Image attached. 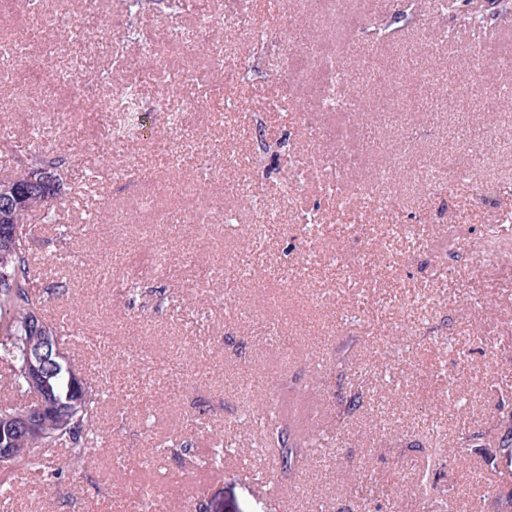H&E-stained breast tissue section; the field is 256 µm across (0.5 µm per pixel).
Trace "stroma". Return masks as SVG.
Segmentation results:
<instances>
[{"instance_id":"stroma-1","label":"stroma","mask_w":512,"mask_h":512,"mask_svg":"<svg viewBox=\"0 0 512 512\" xmlns=\"http://www.w3.org/2000/svg\"><path fill=\"white\" fill-rule=\"evenodd\" d=\"M285 2L280 16L256 17L252 41L238 23L255 17V0H207L203 13L153 0L132 19L121 0H97L95 55L74 76L84 107L46 130L42 110L61 101L44 86L73 49L69 20L85 10L83 0H50L15 79L0 86L15 102L0 127L70 161L53 221H29L49 272L37 287L48 317L66 323L72 364L108 391L101 447L57 478L16 472L0 485V512H198L216 502L222 512H307L312 501L326 512H506L501 461L458 441L464 430L494 438L512 418V255L485 249L512 242V111L486 120L457 104L489 82L512 85V68H472L471 28L441 0H418L416 16L376 42L364 28L389 20L396 0H351L336 60L370 64L375 96L395 92L386 74L405 47L419 70L438 64L453 77L419 112H326L292 70L300 50L309 74L327 60L288 39L321 32L325 2ZM195 27L193 45L169 37ZM47 42L56 57L43 55ZM218 47L219 69L209 61ZM116 52L136 65L159 55L200 78L142 83L133 146L107 130L105 104L128 81ZM204 86L222 122L167 125L161 104L193 102ZM259 130L278 152L260 150ZM473 146V166L449 186V160ZM420 158L435 162L439 181L413 178ZM374 168L389 178L391 204L351 192ZM293 169L303 177L283 193ZM329 183L341 209L327 208ZM310 212L320 222L313 242L302 231ZM260 229L262 250L246 249L244 236ZM155 247L169 256L161 271L142 261ZM260 264L268 275L256 283L244 270ZM126 280L138 294L118 290ZM402 314L410 350L382 359ZM257 374L304 388L292 417L336 450L278 488L267 484L273 452L253 442ZM340 387L363 395L351 414ZM185 436L189 453L151 467L159 443Z\"/></svg>"}]
</instances>
